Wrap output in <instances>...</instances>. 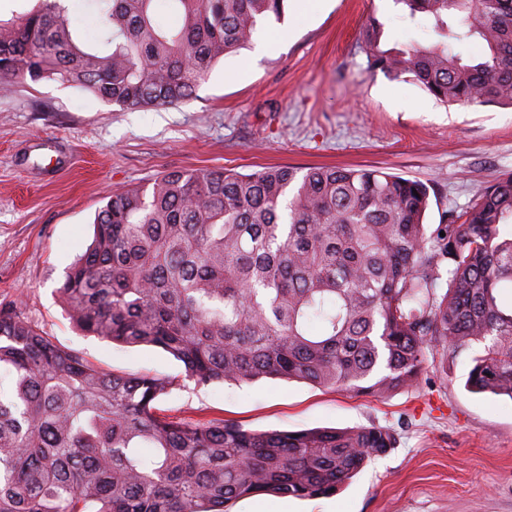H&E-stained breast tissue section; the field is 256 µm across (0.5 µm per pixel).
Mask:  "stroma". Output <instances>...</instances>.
Returning <instances> with one entry per match:
<instances>
[{
	"label": "stroma",
	"mask_w": 512,
	"mask_h": 512,
	"mask_svg": "<svg viewBox=\"0 0 512 512\" xmlns=\"http://www.w3.org/2000/svg\"><path fill=\"white\" fill-rule=\"evenodd\" d=\"M372 18L385 47L433 39L394 0H287L281 21L260 26L177 106L128 109L52 80L0 89V302L20 301L44 334L107 370L176 375L181 365L159 349L83 335L57 294L108 192L171 170L361 166L427 185L429 226L465 210L512 172V107L447 106L371 68L361 33ZM470 368L462 355L446 379L383 398L298 380L188 381L157 409L254 431L374 424L396 437L336 495H261L229 512H512V399L468 392Z\"/></svg>",
	"instance_id": "stroma-1"
}]
</instances>
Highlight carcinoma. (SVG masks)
<instances>
[{"label":"carcinoma","mask_w":512,"mask_h":512,"mask_svg":"<svg viewBox=\"0 0 512 512\" xmlns=\"http://www.w3.org/2000/svg\"><path fill=\"white\" fill-rule=\"evenodd\" d=\"M83 42L60 0L0 21V86L56 80L130 109L186 102L285 0H95ZM427 20V45L370 64L446 105L512 106V0H396ZM477 38L481 61L449 49ZM425 184L381 169L274 166L167 171L111 193L59 288L79 331L154 346L176 376L117 374L53 342L0 303V512H228L255 495H335L394 447L392 430L253 431L179 422L156 403L197 385L296 379L383 397L476 346L466 387L512 399V173L429 230ZM445 236H440V233ZM448 278L442 279L441 269Z\"/></svg>","instance_id":"carcinoma-1"}]
</instances>
